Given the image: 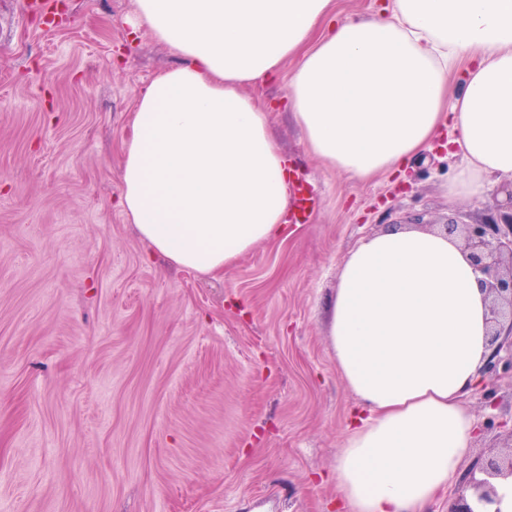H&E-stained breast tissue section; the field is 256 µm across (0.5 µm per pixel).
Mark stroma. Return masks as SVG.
<instances>
[{
    "instance_id": "1",
    "label": "stroma",
    "mask_w": 512,
    "mask_h": 512,
    "mask_svg": "<svg viewBox=\"0 0 512 512\" xmlns=\"http://www.w3.org/2000/svg\"><path fill=\"white\" fill-rule=\"evenodd\" d=\"M46 27L0 0V512H340L333 474L358 404L326 305L348 251L391 224L497 214L449 201L447 148L356 180L312 154L285 61L244 94L313 193L307 221L223 274L151 256L117 205L133 103L179 63L128 23L134 0H57ZM464 404L460 477L512 431V376Z\"/></svg>"
}]
</instances>
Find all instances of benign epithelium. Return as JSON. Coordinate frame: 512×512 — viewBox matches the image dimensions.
Listing matches in <instances>:
<instances>
[{
    "instance_id": "obj_1",
    "label": "benign epithelium",
    "mask_w": 512,
    "mask_h": 512,
    "mask_svg": "<svg viewBox=\"0 0 512 512\" xmlns=\"http://www.w3.org/2000/svg\"><path fill=\"white\" fill-rule=\"evenodd\" d=\"M443 231L460 234L464 241L478 282L489 298L488 316L493 353L481 374H498L499 365L512 374V205L484 222L473 224L446 223ZM509 326L508 337H501L503 326ZM512 478V444L500 456H490L470 473L462 483L464 493L454 498L449 512H488L496 495L493 480Z\"/></svg>"
}]
</instances>
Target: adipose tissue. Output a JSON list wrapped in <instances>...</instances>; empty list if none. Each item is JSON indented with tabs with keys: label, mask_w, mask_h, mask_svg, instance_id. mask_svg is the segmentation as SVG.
<instances>
[{
	"label": "adipose tissue",
	"mask_w": 512,
	"mask_h": 512,
	"mask_svg": "<svg viewBox=\"0 0 512 512\" xmlns=\"http://www.w3.org/2000/svg\"><path fill=\"white\" fill-rule=\"evenodd\" d=\"M334 0H135L178 66L141 90L120 207L153 254L215 275L287 236L294 198L270 107L242 93L293 60L288 107L312 153L364 180L449 130V199L512 178V0H392L334 23ZM465 66L456 96L447 76ZM336 367L366 411L336 463L345 512H424L453 487L492 352L488 298L460 243L396 224L346 256L329 306Z\"/></svg>",
	"instance_id": "adipose-tissue-1"
}]
</instances>
